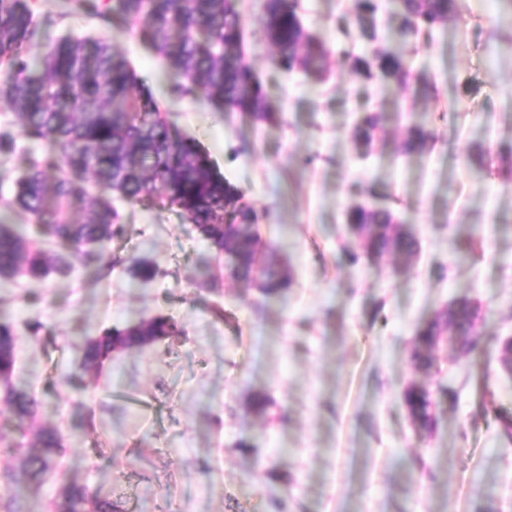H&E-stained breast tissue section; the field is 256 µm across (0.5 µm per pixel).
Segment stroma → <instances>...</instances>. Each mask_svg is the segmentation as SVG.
I'll use <instances>...</instances> for the list:
<instances>
[{
	"label": "stroma",
	"mask_w": 512,
	"mask_h": 512,
	"mask_svg": "<svg viewBox=\"0 0 512 512\" xmlns=\"http://www.w3.org/2000/svg\"><path fill=\"white\" fill-rule=\"evenodd\" d=\"M265 0H236L242 55L281 119L257 124L201 95L158 83L162 58L123 22L60 14L35 0L34 50L66 33L107 38L130 61L181 134L203 145L259 215L258 233L292 271L288 291L261 297L227 275L209 243L174 210L118 202L125 235L109 276L73 260L43 280L0 286V322L17 336L15 387L36 396V424L60 440L56 466L22 486L28 512H52L76 483L124 512H512V377L498 362L512 337V184L488 177L473 146L500 160L512 145V49L497 47V10L449 16L432 36L397 45L408 88L358 79L339 56L336 20L353 0H299L304 26L333 52L329 77L285 74L269 62ZM381 113L369 154L352 130ZM433 133L405 156L409 122ZM391 204L418 241L410 262L349 263L359 248L345 224L349 186ZM158 263L151 282L127 266ZM459 298L477 307L474 345L433 346V369L413 365L416 328ZM147 315L175 319L182 336L116 354L98 375L78 366L86 338ZM432 393L433 424L417 432L408 385ZM270 400L265 414L251 394Z\"/></svg>",
	"instance_id": "1"
}]
</instances>
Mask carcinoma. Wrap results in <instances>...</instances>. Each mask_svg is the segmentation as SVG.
<instances>
[{
	"label": "carcinoma",
	"mask_w": 512,
	"mask_h": 512,
	"mask_svg": "<svg viewBox=\"0 0 512 512\" xmlns=\"http://www.w3.org/2000/svg\"><path fill=\"white\" fill-rule=\"evenodd\" d=\"M463 8L470 14L480 11L479 4L459 0H396L398 35L405 39L410 33L430 32ZM67 9L134 25L139 41L164 56L172 75L186 81L184 92L201 93L215 110L242 112L260 124L280 120L243 61L242 20L234 0H67ZM356 9L355 18L344 15L337 22L346 38L357 35L369 44L362 55L341 51L352 74L408 85L413 71L403 56L375 46L377 32L366 24V16L374 12L372 0H356ZM264 32L275 49V69L286 73L300 64L314 78L323 77L328 52L322 39L305 32L299 0H266ZM38 33L32 0H0V110L13 116L19 136L50 147L49 154L27 159L13 179L12 197L1 200L0 207L24 211L46 235L77 250L84 262L96 263L103 247L124 232L112 198L91 193V187L98 186L129 203L177 210L212 249L228 254L234 278L257 283L266 297L287 291L290 271L275 247L262 243L256 232L257 211L218 173L203 146L170 124L125 57L103 38L72 34L45 54L32 55L30 46ZM379 125L377 113H362L353 131L358 149L368 150ZM432 139L425 125L413 124L406 130L401 153L421 154ZM345 223L361 240L362 254H349L352 262L362 255H391L408 262L417 251L414 236L395 222L386 205L354 204L346 211ZM69 269L65 254L48 255L0 221V283L19 275L43 279L52 271ZM448 329L465 338L475 334L476 312L470 302H456L417 331V365L433 367L430 341ZM181 334L176 321L161 315L108 328L88 339L82 370L98 373L112 360L114 336L129 349H142ZM16 348L13 327L0 322V382L9 411L0 421V450L17 459L28 480L38 484L53 465L59 441L56 431L34 426L37 401L10 384ZM404 401L413 422L427 428L431 394L409 388ZM28 430L38 438L35 453L21 441ZM87 502L86 488L71 483L61 489L54 510L83 512Z\"/></svg>",
	"instance_id": "1"
}]
</instances>
